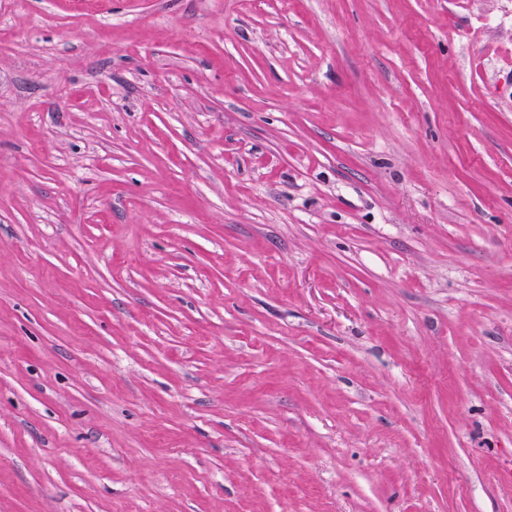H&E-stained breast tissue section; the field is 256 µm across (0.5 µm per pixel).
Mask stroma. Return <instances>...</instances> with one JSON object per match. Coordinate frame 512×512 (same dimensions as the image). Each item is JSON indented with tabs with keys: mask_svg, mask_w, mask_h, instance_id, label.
I'll return each mask as SVG.
<instances>
[{
	"mask_svg": "<svg viewBox=\"0 0 512 512\" xmlns=\"http://www.w3.org/2000/svg\"><path fill=\"white\" fill-rule=\"evenodd\" d=\"M0 512H512V0H0Z\"/></svg>",
	"mask_w": 512,
	"mask_h": 512,
	"instance_id": "35a3bbf8",
	"label": "stroma"
}]
</instances>
